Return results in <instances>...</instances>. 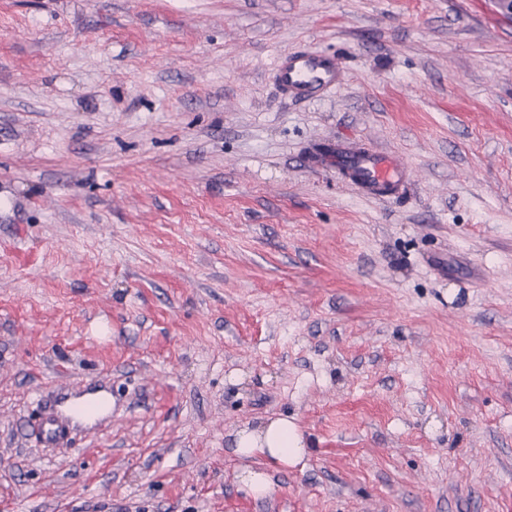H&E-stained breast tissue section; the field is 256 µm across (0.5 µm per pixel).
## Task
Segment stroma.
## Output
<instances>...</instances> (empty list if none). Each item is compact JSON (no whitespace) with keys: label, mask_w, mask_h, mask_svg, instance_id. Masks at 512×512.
I'll return each mask as SVG.
<instances>
[{"label":"stroma","mask_w":512,"mask_h":512,"mask_svg":"<svg viewBox=\"0 0 512 512\" xmlns=\"http://www.w3.org/2000/svg\"><path fill=\"white\" fill-rule=\"evenodd\" d=\"M301 48L344 85L281 100ZM94 378L111 422L39 444ZM279 415L308 453L257 498L235 436ZM0 512H512L495 0H0ZM326 165H336V171L374 196L397 197L405 189L409 166L400 156L374 148L365 150L353 143L336 145Z\"/></svg>","instance_id":"obj_1"}]
</instances>
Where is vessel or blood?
<instances>
[{
    "label": "vessel or blood",
    "instance_id": "vessel-or-blood-1",
    "mask_svg": "<svg viewBox=\"0 0 512 512\" xmlns=\"http://www.w3.org/2000/svg\"><path fill=\"white\" fill-rule=\"evenodd\" d=\"M275 80L280 94L293 102H308L332 93L345 81V70L335 54L300 50L278 58ZM337 172L377 197H396L405 189L409 166L405 159L374 148L365 150L351 143L337 145L327 158ZM102 382L85 384L89 397L73 401L68 389H57L45 404L34 427L40 442L57 448L68 443L72 433L81 425L93 427L111 419L112 408L96 399Z\"/></svg>",
    "mask_w": 512,
    "mask_h": 512
}]
</instances>
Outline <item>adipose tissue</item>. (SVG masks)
I'll return each instance as SVG.
<instances>
[{"mask_svg":"<svg viewBox=\"0 0 512 512\" xmlns=\"http://www.w3.org/2000/svg\"><path fill=\"white\" fill-rule=\"evenodd\" d=\"M308 441L297 424L283 416L259 421L255 427L240 430L235 437L237 456L263 460L264 468H242L238 480L253 495L262 497L270 487L267 466L288 467L307 452Z\"/></svg>","mask_w":512,"mask_h":512,"instance_id":"ef3b65f1","label":"adipose tissue"}]
</instances>
